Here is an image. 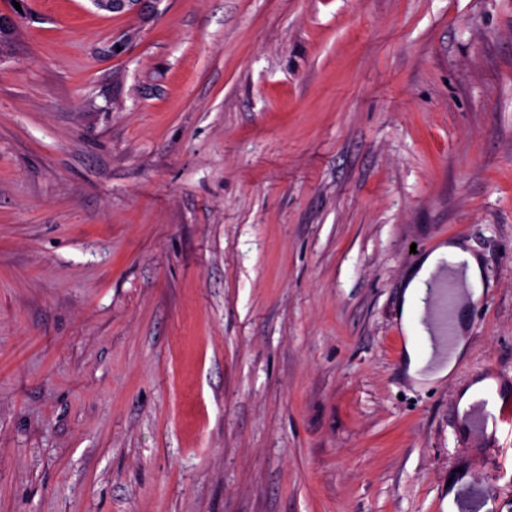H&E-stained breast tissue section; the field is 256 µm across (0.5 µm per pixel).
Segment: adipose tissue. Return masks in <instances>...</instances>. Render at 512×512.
<instances>
[{
	"label": "adipose tissue",
	"mask_w": 512,
	"mask_h": 512,
	"mask_svg": "<svg viewBox=\"0 0 512 512\" xmlns=\"http://www.w3.org/2000/svg\"><path fill=\"white\" fill-rule=\"evenodd\" d=\"M448 270L458 273L454 281L456 312H463L468 303L477 301L485 288L479 258L459 240L440 245L414 266L404 285L398 318L405 337L406 372L419 386L448 378L466 351L467 342L462 334H455L448 343L422 324L425 315L421 305L422 290L429 281Z\"/></svg>",
	"instance_id": "obj_1"
}]
</instances>
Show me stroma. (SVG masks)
I'll return each mask as SVG.
<instances>
[{
	"instance_id": "stroma-1",
	"label": "stroma",
	"mask_w": 512,
	"mask_h": 512,
	"mask_svg": "<svg viewBox=\"0 0 512 512\" xmlns=\"http://www.w3.org/2000/svg\"><path fill=\"white\" fill-rule=\"evenodd\" d=\"M0 512H447L512 375V0H0ZM126 54L107 52L128 29ZM485 289L454 373L393 342L419 256ZM94 6L103 12L145 15L154 9L159 0H92ZM500 386L496 392L482 394L473 412L465 419L468 429L467 448H485L487 423L490 421L494 432H512V376L497 377Z\"/></svg>"
}]
</instances>
